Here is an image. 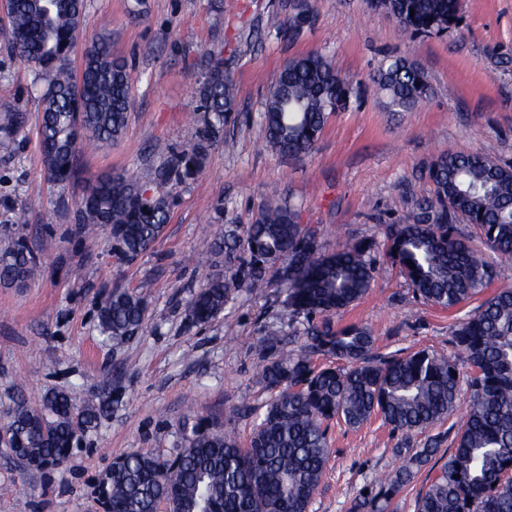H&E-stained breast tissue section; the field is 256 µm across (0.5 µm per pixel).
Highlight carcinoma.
Listing matches in <instances>:
<instances>
[{
    "mask_svg": "<svg viewBox=\"0 0 512 512\" xmlns=\"http://www.w3.org/2000/svg\"><path fill=\"white\" fill-rule=\"evenodd\" d=\"M373 4L412 36L446 31L462 10L461 0ZM85 8V0H13L9 13L13 54L48 77L39 97L38 133L47 179L62 190L79 176L82 148L117 140L128 121L129 77L126 65L112 58L107 36L84 49L79 78L69 68ZM309 19V5L300 0L288 18V32ZM207 57L198 94L212 119L195 143L187 149L158 143L146 172L100 176L76 202L80 232L110 228L112 254L119 261H135L159 240L168 221L170 190L202 171L220 128L231 118L236 85L221 58L210 52ZM371 82L395 112L413 108L430 94L427 72L409 57L387 60ZM356 93L353 81L317 52L289 61L266 96L267 145L288 156L311 152L329 113L346 110ZM24 125L19 110L0 114V154L15 151ZM426 174L433 194L416 201L410 219L387 228L386 256L399 265L415 295L453 309L495 276V263L457 238L455 224L472 225L498 262L512 263V163L454 152L432 159ZM370 250L371 245L358 242L320 253L297 210L278 201L258 208L245 239L228 233L205 243L203 257L224 256L232 273L206 278L188 306L193 323L213 320L243 281L254 290L266 287L267 270L283 256L290 258L282 283L289 311L320 316L322 322L305 328L303 342L291 349L276 336L265 338L277 358L259 360L257 376L275 395L247 446L229 432L195 428L170 459L127 453L107 486L113 512H208L213 505L223 512H309L325 474L332 420L359 427L378 415L407 438L423 432L455 408L461 361L472 369L470 401L456 446L418 497L415 512H512V288L497 289L476 313L458 322L453 336L461 357L422 349L404 358L378 359L367 330L335 328L330 321L369 292ZM40 272V260L22 241L0 253V283H24ZM144 316L143 296L117 287L99 309V331L122 344L135 337ZM325 354L338 364L316 367L314 357ZM19 410L16 431L23 447L36 455H57L75 429L86 430L105 414L107 404H78L58 391L46 394L38 408L21 405ZM436 452L437 440L428 439L426 447L378 479L377 492L358 498L351 512H375L379 501L396 496L414 469Z\"/></svg>",
    "mask_w": 512,
    "mask_h": 512,
    "instance_id": "cac0c4a2",
    "label": "carcinoma"
}]
</instances>
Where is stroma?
Here are the masks:
<instances>
[{
  "label": "stroma",
  "mask_w": 512,
  "mask_h": 512,
  "mask_svg": "<svg viewBox=\"0 0 512 512\" xmlns=\"http://www.w3.org/2000/svg\"><path fill=\"white\" fill-rule=\"evenodd\" d=\"M310 6V23L288 36L281 26L293 0H86L79 42L110 35L128 65L130 116L120 139L86 154L79 185L65 192L48 182L40 150L45 82L12 53L0 6V112L27 116L14 153L0 155V250L22 237L42 263L39 278L0 285V424L19 404L37 406L54 390L110 403L56 469L27 471L0 451V512H100L99 477L114 458L174 455L184 430L200 421L248 441L272 398L255 375L261 340L302 341L306 320L288 313L274 285L261 293L239 288L211 322L191 324L188 305L209 271L189 257L226 228L245 234L266 200L296 205L323 251L347 236L372 241V286L333 316L335 327L365 328L379 356L456 354L454 326L482 296L451 310L424 303L386 257L385 229L432 195L424 171L433 157L483 152L512 163V0H462L460 24L415 39L371 0ZM210 52L237 87L225 141L194 181L172 190L153 249L117 261L108 230L85 236L78 229L80 186L147 167L155 141L193 144ZM311 52L360 82V95L328 116L311 153L291 158L266 147L261 113L279 70ZM399 56L419 61L431 85L429 99L405 112L390 111L370 81L381 63ZM118 286L141 290L147 308L137 338L115 347L98 330V312ZM468 400L461 389L455 412L407 439L378 417L357 428L331 423L329 459L309 512H350L360 495L376 492L395 448L415 452L434 437L435 459L445 461Z\"/></svg>",
  "instance_id": "stroma-1"
}]
</instances>
